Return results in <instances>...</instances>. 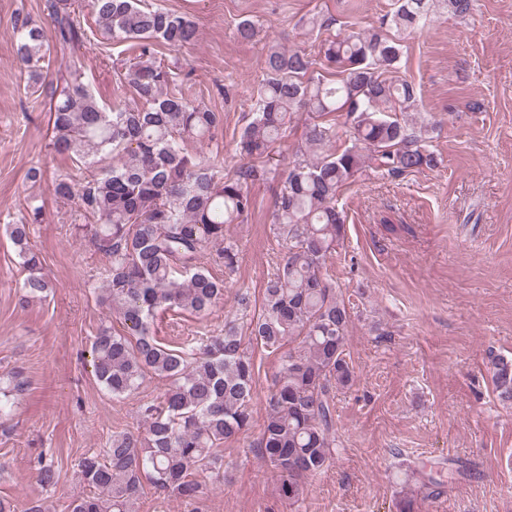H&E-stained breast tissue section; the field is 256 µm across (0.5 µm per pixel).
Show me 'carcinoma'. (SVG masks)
<instances>
[{
  "instance_id": "carcinoma-1",
  "label": "carcinoma",
  "mask_w": 512,
  "mask_h": 512,
  "mask_svg": "<svg viewBox=\"0 0 512 512\" xmlns=\"http://www.w3.org/2000/svg\"><path fill=\"white\" fill-rule=\"evenodd\" d=\"M143 0H87L99 30L112 39L137 42L139 54L123 80L137 102L106 111L79 71L59 80L50 98V148L93 167L112 156L102 173L79 182L68 174L52 184L59 198L76 199L98 223L86 231L91 247L109 259L98 302L118 315L124 331L98 329L90 344L92 374L114 399L135 390L146 378L165 381L159 400L140 408L145 429L112 435L101 454L78 462L90 494L72 499L67 512H138L146 486L187 504L201 500L211 484L224 483V444L251 426L255 364L245 339L281 352L280 367L267 397V414L255 447L279 476L283 499L303 500L308 479L321 474L341 441L335 438L334 392L353 385L347 359L351 314L336 283L326 273L328 257L344 238L341 189L374 164L391 177L435 168L428 129L407 114L417 108L412 83L394 76L402 56L401 35L442 14L469 15L473 0H395V7L370 28L326 34L334 19L310 14V32L326 34L319 54L335 68L336 79L312 76L316 59L301 49L268 47L265 77L252 116L237 141L245 162L222 176L205 157L189 150L213 138L219 113L167 91L175 74L157 61L150 41L182 48L196 40L195 23ZM51 39L27 19L17 24V55L34 85L45 82L39 64L49 41L65 50L78 41L80 6L50 0ZM304 110L302 145L292 160L271 167L267 158L282 139L291 116ZM343 118L349 145L333 148ZM282 187L271 215L285 241L282 263L267 281L260 309L244 323L224 321V334L173 349L154 336L159 311L208 314L224 299V281L202 265L232 267L238 253L224 245V225L240 224L252 212L250 186L268 177ZM28 222L7 226L19 265L27 272L23 301L47 297L50 282L42 259L30 245ZM494 391L512 404V358L489 351ZM28 388L24 372L0 377V423L14 416ZM44 488L61 478L54 463H35ZM411 477L433 491L443 481L414 468Z\"/></svg>"
}]
</instances>
